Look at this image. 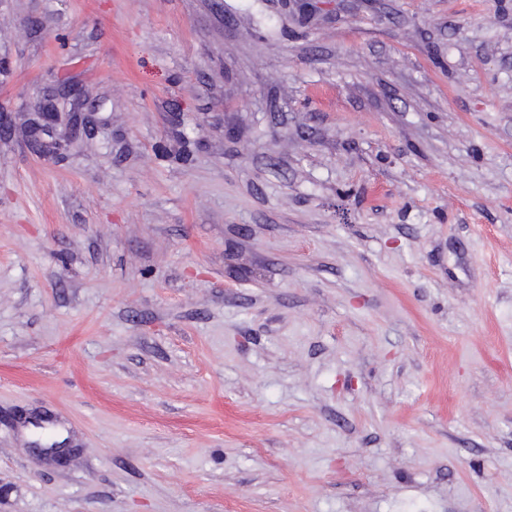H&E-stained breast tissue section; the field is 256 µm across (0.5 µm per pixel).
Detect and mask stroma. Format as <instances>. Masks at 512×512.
<instances>
[{"label": "stroma", "mask_w": 512, "mask_h": 512, "mask_svg": "<svg viewBox=\"0 0 512 512\" xmlns=\"http://www.w3.org/2000/svg\"><path fill=\"white\" fill-rule=\"evenodd\" d=\"M1 112L0 512H512V0H0ZM71 99L70 112H61L56 95L41 98L28 123L27 142L43 159H62L91 122L89 116L79 110V93L71 84L67 94Z\"/></svg>", "instance_id": "stroma-1"}]
</instances>
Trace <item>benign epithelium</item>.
Returning a JSON list of instances; mask_svg holds the SVG:
<instances>
[{
	"label": "benign epithelium",
	"instance_id": "obj_1",
	"mask_svg": "<svg viewBox=\"0 0 512 512\" xmlns=\"http://www.w3.org/2000/svg\"><path fill=\"white\" fill-rule=\"evenodd\" d=\"M67 96L71 98L70 111H60L58 97L49 95L38 101L29 120L28 145L44 159H62L90 123L89 116L79 110L78 90L68 86Z\"/></svg>",
	"mask_w": 512,
	"mask_h": 512
}]
</instances>
